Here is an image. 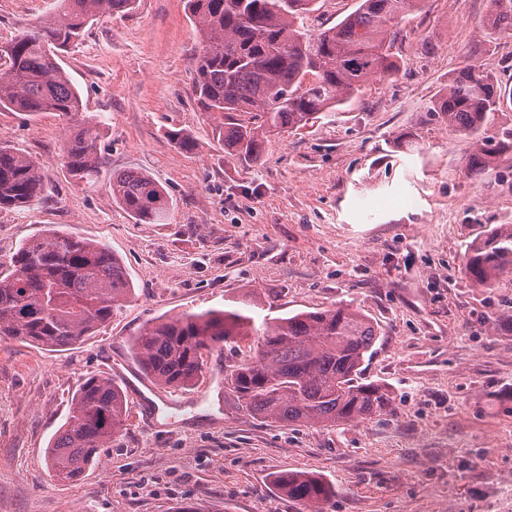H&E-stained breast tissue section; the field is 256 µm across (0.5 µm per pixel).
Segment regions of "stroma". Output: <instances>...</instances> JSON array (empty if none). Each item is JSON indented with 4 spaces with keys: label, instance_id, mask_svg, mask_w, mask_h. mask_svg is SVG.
Listing matches in <instances>:
<instances>
[{
    "label": "stroma",
    "instance_id": "obj_1",
    "mask_svg": "<svg viewBox=\"0 0 512 512\" xmlns=\"http://www.w3.org/2000/svg\"><path fill=\"white\" fill-rule=\"evenodd\" d=\"M53 5L0 0V44ZM488 8L426 0L400 27L398 74L332 119L271 136L255 161L227 153L197 104L187 0H137L62 50L85 116L102 122L93 181L62 165L64 117L0 112V142L44 173L42 199L0 210V271L58 230L104 243L132 282L121 313L67 349L0 338V512H307L272 486L283 470L335 486L322 512H512V334L493 329L512 319V274L478 288L462 272L469 242L512 224V157L469 172V143L426 117L468 64L512 90V39L487 36ZM172 129L195 152L175 148ZM128 169L167 189L164 223H135L113 202L112 176ZM249 302L270 318L363 310L382 336L362 373L388 386L389 410L333 429L249 416L224 389L244 340L205 353L174 404L130 349L151 319ZM92 375L120 385L126 425L61 484L48 450Z\"/></svg>",
    "mask_w": 512,
    "mask_h": 512
}]
</instances>
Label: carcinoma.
Instances as JSON below:
<instances>
[{
  "mask_svg": "<svg viewBox=\"0 0 512 512\" xmlns=\"http://www.w3.org/2000/svg\"><path fill=\"white\" fill-rule=\"evenodd\" d=\"M319 0H187L201 42L194 59V89L203 112L219 120L218 138L234 155L257 157L268 137L304 127L336 112L363 87L400 71L390 52L396 28L425 0H358L354 11L329 27L305 20ZM136 0H60L41 25L0 47V111L36 116L83 111L78 90L58 52L107 15L125 14ZM482 26L494 39H512V0H490ZM512 100L496 76L474 65L453 73L431 102L428 119L474 147L470 168H488L512 154V129L494 130L502 101ZM249 116L245 124L233 113ZM101 122L64 130L63 165L81 181L98 172ZM179 149L197 148L182 130L168 133ZM44 175L28 155L0 142V209L41 198ZM112 200L138 224H160L172 201L163 185L140 171L112 177ZM466 276L491 287L512 273V224H497L467 245ZM131 293L125 267L102 243L54 232L33 238L0 272V337L45 349L73 346L121 311ZM380 336L378 325L350 304L288 317L258 318L239 309L184 313L150 322L132 339L142 369L164 388H187L204 370L203 351L249 337V351L224 366V388L238 409L260 419L334 428L371 420L391 405L387 386L361 377ZM123 392L90 377L75 393L65 431L48 451L59 481L78 479L98 449L123 427ZM273 484L307 508L336 489L304 471L275 474Z\"/></svg>",
  "mask_w": 512,
  "mask_h": 512,
  "instance_id": "cac0c4a2",
  "label": "carcinoma"
}]
</instances>
